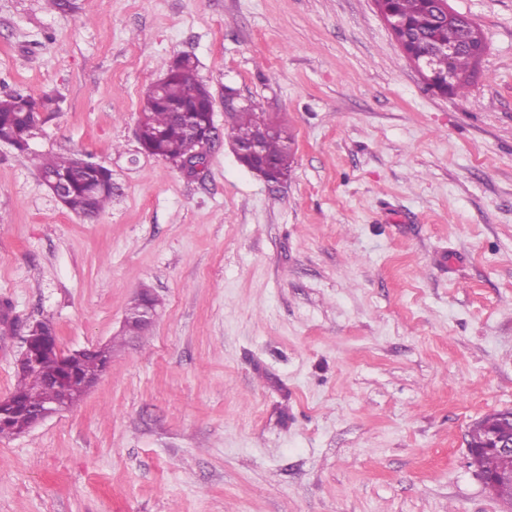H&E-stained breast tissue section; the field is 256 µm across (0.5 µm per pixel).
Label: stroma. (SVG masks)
Listing matches in <instances>:
<instances>
[{
	"label": "stroma",
	"instance_id": "obj_1",
	"mask_svg": "<svg viewBox=\"0 0 512 512\" xmlns=\"http://www.w3.org/2000/svg\"><path fill=\"white\" fill-rule=\"evenodd\" d=\"M0 0V92H57L32 147L81 152L116 197L88 219L0 144V395L20 328L109 343L93 389L0 439V512H506L469 465L512 408V0H450L487 52L428 89L374 0ZM293 132L269 186L228 136L198 174L145 153L177 56ZM134 301L135 298L127 309L125 324L122 329V336L118 341H116V343L112 342L111 345H108L111 355L112 352H114L115 347L124 345L127 342V339L142 338L147 331L145 327L149 328L157 316V310L152 304L142 302V308L139 310ZM137 311H139L138 314ZM137 318H139V320Z\"/></svg>",
	"mask_w": 512,
	"mask_h": 512
}]
</instances>
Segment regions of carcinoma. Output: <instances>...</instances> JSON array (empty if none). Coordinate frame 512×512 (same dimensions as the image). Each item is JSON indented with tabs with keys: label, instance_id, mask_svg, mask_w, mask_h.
I'll return each instance as SVG.
<instances>
[{
	"label": "carcinoma",
	"instance_id": "cac0c4a2",
	"mask_svg": "<svg viewBox=\"0 0 512 512\" xmlns=\"http://www.w3.org/2000/svg\"><path fill=\"white\" fill-rule=\"evenodd\" d=\"M388 7L403 24L399 37L407 51L419 56L435 46L456 45L459 51L448 62V53L441 52L434 58L433 67L436 81L444 85L448 78V68H453L456 80L449 88V94L462 95L472 83L476 69L474 55L487 45L483 31L466 15L458 13L452 18L445 17L433 0H387ZM169 79L160 91L147 94L142 111L144 116L143 137L148 153L172 163L181 158L186 148L183 127L173 119V112L185 108L196 109V123H202L210 106L209 86L198 76L196 64L188 56L174 59L168 66ZM61 96L46 94L36 100L20 92L0 96V135L11 138L18 150L29 149L30 134L35 112H57ZM264 113L262 103L250 101L244 107H231L224 110L232 140L240 145L252 142L256 134L258 114ZM265 119L274 132L263 142L259 155L246 160L250 167L262 164L270 168L272 177H287L293 162L294 138L278 120L265 113ZM161 129L164 137L152 140V131ZM80 154L66 156L51 155L39 159L38 168L42 174L60 179L67 185L63 206L84 217L100 215L112 201V171L95 164L88 174L79 167ZM138 308L130 304L127 309L122 336L108 346L109 351L124 345L131 338H141L146 328L138 320ZM60 369L56 354L42 357L36 368L30 372L17 373V383L12 394L20 398L30 408H37L53 399L56 392L45 380L54 376ZM79 376L83 379H97L104 372L103 363L96 353L84 354L76 364ZM488 418L476 422L469 433L468 445L480 447L488 436ZM485 472H512V455H496L487 452L472 463Z\"/></svg>",
	"mask_w": 512,
	"mask_h": 512
}]
</instances>
